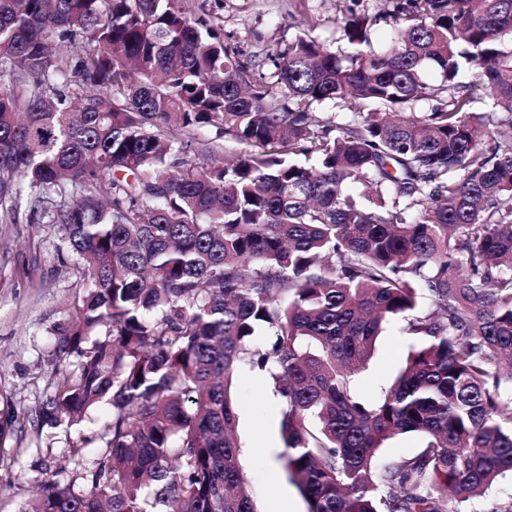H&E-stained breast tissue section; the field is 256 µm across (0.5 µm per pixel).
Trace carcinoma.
<instances>
[{
    "label": "carcinoma",
    "mask_w": 512,
    "mask_h": 512,
    "mask_svg": "<svg viewBox=\"0 0 512 512\" xmlns=\"http://www.w3.org/2000/svg\"><path fill=\"white\" fill-rule=\"evenodd\" d=\"M385 2L343 15L350 50L304 32L260 74L184 0H0V219L27 198L82 270L49 329L78 370L36 422L112 406L86 489L49 478L27 512H256L248 371L307 512H459L512 473V0ZM336 100L352 123L314 111ZM204 131L245 150L192 163ZM398 317L417 345L364 399ZM419 438L415 434L397 436L385 442L378 452L379 460L394 463L412 457L418 450Z\"/></svg>",
    "instance_id": "cac0c4a2"
}]
</instances>
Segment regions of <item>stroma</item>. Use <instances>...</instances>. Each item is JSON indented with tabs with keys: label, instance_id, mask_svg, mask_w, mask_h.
Here are the masks:
<instances>
[{
	"label": "stroma",
	"instance_id": "1",
	"mask_svg": "<svg viewBox=\"0 0 512 512\" xmlns=\"http://www.w3.org/2000/svg\"><path fill=\"white\" fill-rule=\"evenodd\" d=\"M193 13L219 22L224 39L241 57L277 48L303 30L332 42L336 21L348 10L376 14L379 0H186ZM28 206L12 223L0 222V406L9 407L14 436L7 454L17 462L0 465V512H23L46 477V465L57 466L59 480L71 479L75 465L67 456V440L97 438V418L66 428H37L34 408L54 390L55 358L48 333L67 319L81 270L62 248L60 229L34 224ZM401 321L391 322L377 342L370 368L356 382L357 392L378 397L404 366L411 341ZM263 377L239 376L233 386L237 401L236 437L243 472L257 512H306V503L288 480L280 459L284 451L281 415L271 412L261 389ZM270 432L273 449L255 448L254 435Z\"/></svg>",
	"mask_w": 512,
	"mask_h": 512
}]
</instances>
